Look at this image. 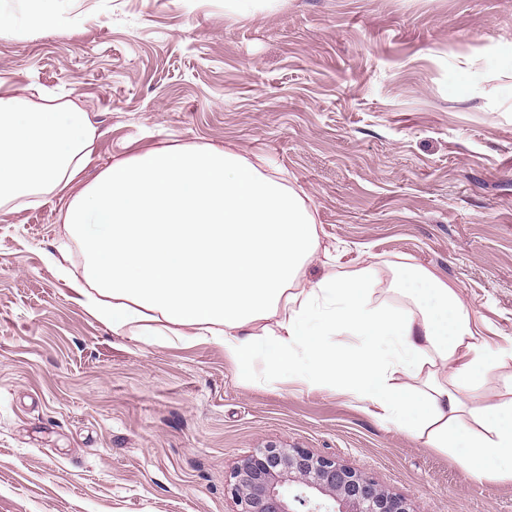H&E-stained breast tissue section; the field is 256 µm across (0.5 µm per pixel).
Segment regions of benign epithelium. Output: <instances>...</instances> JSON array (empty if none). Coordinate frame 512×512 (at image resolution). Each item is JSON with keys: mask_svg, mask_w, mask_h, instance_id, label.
I'll list each match as a JSON object with an SVG mask.
<instances>
[{"mask_svg": "<svg viewBox=\"0 0 512 512\" xmlns=\"http://www.w3.org/2000/svg\"><path fill=\"white\" fill-rule=\"evenodd\" d=\"M234 478L238 512H413L371 479L299 449L265 448Z\"/></svg>", "mask_w": 512, "mask_h": 512, "instance_id": "benign-epithelium-1", "label": "benign epithelium"}]
</instances>
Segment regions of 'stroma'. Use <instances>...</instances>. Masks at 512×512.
Instances as JSON below:
<instances>
[{
    "instance_id": "stroma-1",
    "label": "stroma",
    "mask_w": 512,
    "mask_h": 512,
    "mask_svg": "<svg viewBox=\"0 0 512 512\" xmlns=\"http://www.w3.org/2000/svg\"><path fill=\"white\" fill-rule=\"evenodd\" d=\"M0 77L75 101L113 158L230 146L309 195L341 263L408 260L512 336V0H0ZM67 197L0 209V512H234L268 447L335 459L412 512H512V482L346 397L242 379L221 346L150 345L71 299Z\"/></svg>"
}]
</instances>
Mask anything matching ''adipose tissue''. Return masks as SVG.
Returning <instances> with one entry per match:
<instances>
[{
	"mask_svg": "<svg viewBox=\"0 0 512 512\" xmlns=\"http://www.w3.org/2000/svg\"><path fill=\"white\" fill-rule=\"evenodd\" d=\"M96 137L76 104L0 78V208L66 191ZM65 222L85 256L72 299L113 333L209 340L245 379L340 393L472 477L512 481V339L491 345L427 267L340 265L278 175L225 147L151 149L105 166ZM318 256L325 274L303 281Z\"/></svg>",
	"mask_w": 512,
	"mask_h": 512,
	"instance_id": "ef3b65f1",
	"label": "adipose tissue"
}]
</instances>
